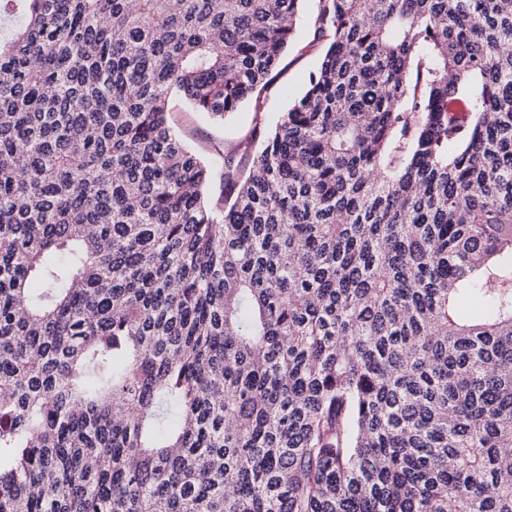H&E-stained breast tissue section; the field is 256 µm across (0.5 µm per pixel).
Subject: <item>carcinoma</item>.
Here are the masks:
<instances>
[{
	"mask_svg": "<svg viewBox=\"0 0 512 512\" xmlns=\"http://www.w3.org/2000/svg\"><path fill=\"white\" fill-rule=\"evenodd\" d=\"M302 2L0 0V512H512V9L318 0L201 158ZM317 10L316 0H306L296 23V35L285 52L278 76L267 91L260 112L253 104L242 105L237 112L226 114L224 121L206 114L189 112L180 102L172 105L171 123L180 131L185 143L198 155L209 157L213 148L224 145V152H234L235 164L248 170L252 156L245 153V143L257 135L274 128L282 112L300 96L308 84L310 75L319 66V54L302 48L313 39V18Z\"/></svg>",
	"mask_w": 512,
	"mask_h": 512,
	"instance_id": "carcinoma-1",
	"label": "carcinoma"
}]
</instances>
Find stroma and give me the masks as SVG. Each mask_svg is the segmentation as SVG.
<instances>
[{
	"label": "stroma",
	"mask_w": 512,
	"mask_h": 512,
	"mask_svg": "<svg viewBox=\"0 0 512 512\" xmlns=\"http://www.w3.org/2000/svg\"><path fill=\"white\" fill-rule=\"evenodd\" d=\"M317 0H305L296 23V35L286 51L278 75L267 91L261 109L242 105L223 120L191 112L181 103H173L171 122L180 131L185 143L198 155L210 156L215 146H223L234 155L240 169H249L252 157L245 152L250 139L274 128L282 112L304 91L312 73L319 66L317 52L306 51L314 36L313 18Z\"/></svg>",
	"instance_id": "35a3bbf8"
}]
</instances>
